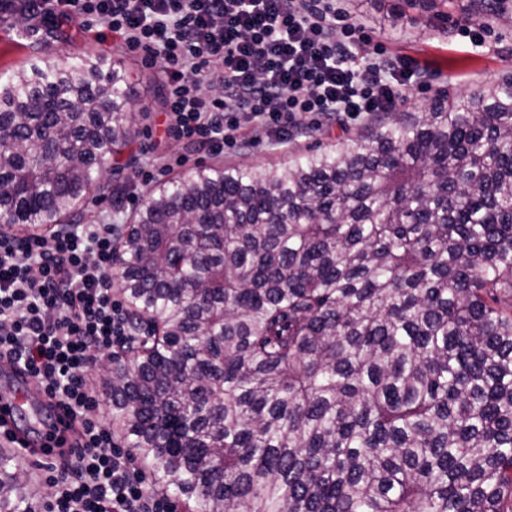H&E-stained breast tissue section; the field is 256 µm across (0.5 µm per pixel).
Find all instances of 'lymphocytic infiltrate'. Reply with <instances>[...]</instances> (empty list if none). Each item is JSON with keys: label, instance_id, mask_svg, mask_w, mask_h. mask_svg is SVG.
Wrapping results in <instances>:
<instances>
[{"label": "lymphocytic infiltrate", "instance_id": "1", "mask_svg": "<svg viewBox=\"0 0 512 512\" xmlns=\"http://www.w3.org/2000/svg\"><path fill=\"white\" fill-rule=\"evenodd\" d=\"M81 20L97 41L144 53L164 75L175 136L210 154L241 127L266 139L346 128L408 101L416 65L386 55L348 0H29ZM109 224L0 232V361L31 376L73 421L42 477L47 512H176L101 418L92 364L129 342Z\"/></svg>", "mask_w": 512, "mask_h": 512}]
</instances>
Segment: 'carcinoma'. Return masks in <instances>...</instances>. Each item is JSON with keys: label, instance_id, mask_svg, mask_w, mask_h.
I'll return each mask as SVG.
<instances>
[{"label": "carcinoma", "instance_id": "cac0c4a2", "mask_svg": "<svg viewBox=\"0 0 512 512\" xmlns=\"http://www.w3.org/2000/svg\"><path fill=\"white\" fill-rule=\"evenodd\" d=\"M126 70L0 81V218L52 227L129 146ZM112 431L194 512H512V75L282 166H200L117 229ZM0 449V512H37Z\"/></svg>", "mask_w": 512, "mask_h": 512}]
</instances>
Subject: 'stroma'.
I'll return each instance as SVG.
<instances>
[{"label":"stroma","instance_id":"obj_1","mask_svg":"<svg viewBox=\"0 0 512 512\" xmlns=\"http://www.w3.org/2000/svg\"><path fill=\"white\" fill-rule=\"evenodd\" d=\"M400 0H355L353 7L362 17L367 32L381 43L388 55L408 57L425 67L423 84L409 88L408 111L427 108L440 92L458 96L476 84L493 81L512 73V22L493 20L482 46L462 38L460 29L470 22H481V15L467 16L461 9L465 0H441L436 7L419 5L396 13ZM24 0H0V77L25 65L36 48L53 53L60 63L71 61L83 49L100 48L114 60L122 62L130 75L139 98L147 107L140 118L135 135L124 153L104 161L105 177L100 189L91 195L80 210L79 221L94 224L108 220L126 224L142 208L139 188L131 182L134 172L146 162L164 167L169 158L189 155L190 167L214 164L213 156L201 151H188L184 140L166 131V116L161 112L162 88L157 85L153 69L138 55H128L112 43L97 44L92 33L81 22L72 21L55 29L32 19L24 11ZM342 129L326 133L309 132L289 137L278 144L254 141L250 129L240 132L238 148L225 150L223 163L250 165L258 169L284 164L293 152L343 137ZM122 184L120 202H113L114 184Z\"/></svg>","mask_w":512,"mask_h":512}]
</instances>
